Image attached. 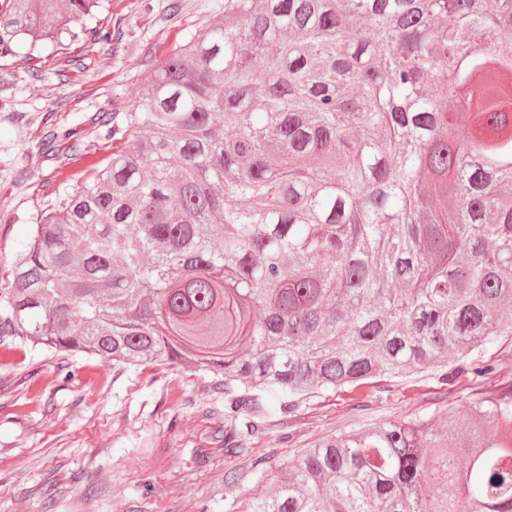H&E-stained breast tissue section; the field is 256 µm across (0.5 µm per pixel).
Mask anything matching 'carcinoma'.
Listing matches in <instances>:
<instances>
[{
    "mask_svg": "<svg viewBox=\"0 0 512 512\" xmlns=\"http://www.w3.org/2000/svg\"><path fill=\"white\" fill-rule=\"evenodd\" d=\"M103 0H3L0 57ZM262 67H256L257 62ZM43 212L0 335L123 370L224 376V454L277 398L494 372L512 333V0H224ZM82 147L55 129L43 145ZM318 440L252 512H512V393Z\"/></svg>",
    "mask_w": 512,
    "mask_h": 512,
    "instance_id": "carcinoma-1",
    "label": "carcinoma"
}]
</instances>
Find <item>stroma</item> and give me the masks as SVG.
Here are the masks:
<instances>
[{
    "mask_svg": "<svg viewBox=\"0 0 512 512\" xmlns=\"http://www.w3.org/2000/svg\"><path fill=\"white\" fill-rule=\"evenodd\" d=\"M108 0L100 26L119 40L84 34L61 51L0 58V286L31 224L91 165L112 155L95 113L124 112L143 82L188 34L203 33L224 0ZM84 66L53 72L59 57ZM75 126L84 154L31 153L56 128ZM493 377H459L441 395L432 373L381 378L354 392L312 398L278 426L252 437L247 453L225 455L224 392L193 361L127 372L95 358L12 347L0 339V512H250L287 467L318 439L427 414L441 428L448 409L512 391V335L486 353ZM265 472L256 476L255 458ZM240 482L225 488L224 474Z\"/></svg>",
    "mask_w": 512,
    "mask_h": 512,
    "instance_id": "1",
    "label": "stroma"
}]
</instances>
